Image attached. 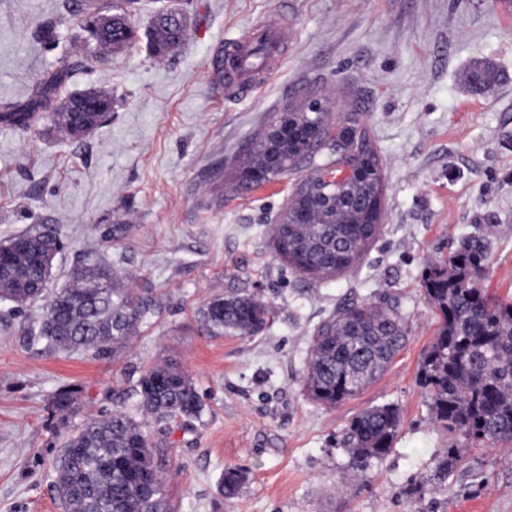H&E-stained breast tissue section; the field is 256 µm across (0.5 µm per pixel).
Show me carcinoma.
Here are the masks:
<instances>
[{
    "instance_id": "cac0c4a2",
    "label": "carcinoma",
    "mask_w": 512,
    "mask_h": 512,
    "mask_svg": "<svg viewBox=\"0 0 512 512\" xmlns=\"http://www.w3.org/2000/svg\"><path fill=\"white\" fill-rule=\"evenodd\" d=\"M103 10L88 0L67 23L85 33V58L100 59L132 47L137 34L128 10L107 30L90 28ZM186 32L164 17L156 19L148 48L156 58L178 49ZM68 65L44 78L24 106H9L0 120L27 128L38 112L61 133H71L72 114L87 113L95 127L101 113L112 111L110 93L92 89L75 94L56 108L50 103L66 81ZM311 166L291 201L272 225L274 252L295 273L315 282L333 280L354 268L376 240L382 221L384 180L380 161L355 113L333 123L330 103L310 97L280 113L255 141L238 170L239 185L260 186L296 169ZM0 295L24 305L40 297L56 254L59 232L38 226L3 245ZM486 240L468 236L448 258L428 262L421 272L422 295L440 314L437 334L424 350L416 373L434 425L468 444L512 443V302L487 293ZM150 294L124 288L112 267L82 255L70 279L49 297L45 312L28 332L57 352L92 350L104 355L135 335L154 313ZM269 306L254 294L219 296L201 310L204 324L242 336L260 333L270 319ZM408 329L401 316L371 303L352 302L317 327L303 376L314 402L336 407L377 380L404 347ZM137 395L158 423L200 414L202 403L189 376L174 365L158 366L138 381ZM77 392L58 391L55 411L75 409ZM402 424L397 406L370 407L351 419L343 442L351 468L364 472L371 461L392 450ZM157 449L144 423L115 412L86 422L68 437L56 460V498L62 512H166ZM461 461L458 449L438 457L439 474ZM243 471H224V496L235 497Z\"/></svg>"
}]
</instances>
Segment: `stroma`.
I'll use <instances>...</instances> for the list:
<instances>
[{
    "label": "stroma",
    "mask_w": 512,
    "mask_h": 512,
    "mask_svg": "<svg viewBox=\"0 0 512 512\" xmlns=\"http://www.w3.org/2000/svg\"><path fill=\"white\" fill-rule=\"evenodd\" d=\"M71 0H0V108L21 105L38 81L80 48L59 19ZM159 0H136L131 49L74 68L62 95L101 89L104 122L75 140L37 124L0 122V243L37 224L64 248L48 289L81 254L101 256L121 284L150 291L159 310L108 354L56 353L29 344L43 300L0 301V512H61L54 460L65 438L100 413L145 421L166 450L167 512H512V446L460 447L435 428L416 371L439 320L420 274L461 238L489 243L490 293L512 297V0H183L185 42L158 59L144 39ZM260 18L283 19L288 42L249 97H224L212 58ZM54 27L47 43L39 31ZM491 91L468 81L478 64ZM335 115L359 113L384 173L380 233L356 268L308 283L275 255L270 228L309 166L252 189L236 173L247 144L307 93ZM252 292L271 308L255 336L211 331L202 308ZM351 301L393 309L407 343L360 394L327 408L303 386L320 322ZM164 364L181 368L202 400L199 417L155 423L136 393ZM78 392L77 412L52 396ZM392 404L402 425L391 453L353 476L341 443L363 410ZM462 461L435 478L436 459ZM247 480L219 491L225 468Z\"/></svg>",
    "instance_id": "35a3bbf8"
}]
</instances>
